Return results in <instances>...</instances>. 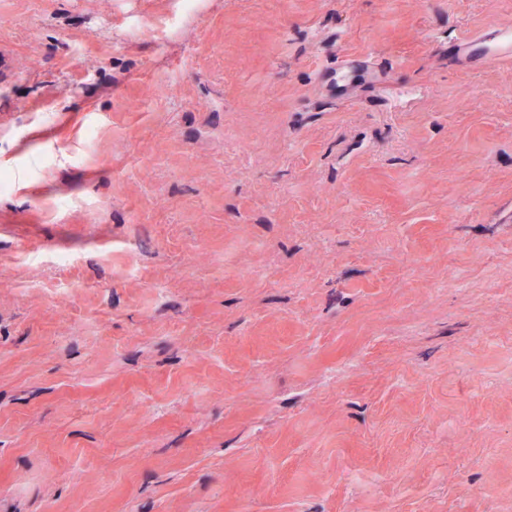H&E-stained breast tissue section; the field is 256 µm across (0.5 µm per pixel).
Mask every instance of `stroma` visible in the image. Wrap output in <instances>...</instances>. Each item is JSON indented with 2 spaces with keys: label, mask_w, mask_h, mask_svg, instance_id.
<instances>
[{
  "label": "stroma",
  "mask_w": 512,
  "mask_h": 512,
  "mask_svg": "<svg viewBox=\"0 0 512 512\" xmlns=\"http://www.w3.org/2000/svg\"><path fill=\"white\" fill-rule=\"evenodd\" d=\"M510 25L0 0V512H512Z\"/></svg>",
  "instance_id": "stroma-1"
}]
</instances>
